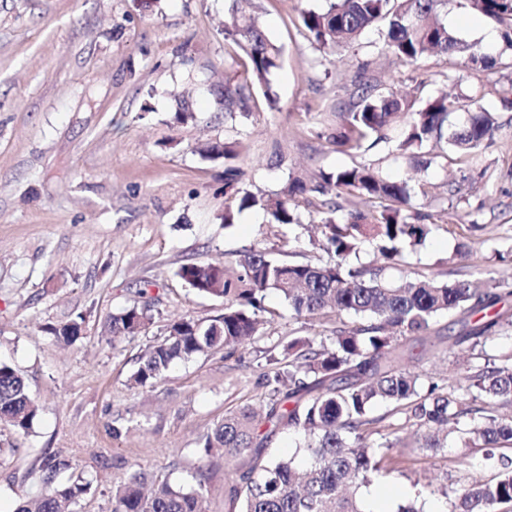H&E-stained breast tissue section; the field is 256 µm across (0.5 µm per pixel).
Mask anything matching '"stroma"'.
Instances as JSON below:
<instances>
[{"label": "stroma", "mask_w": 512, "mask_h": 512, "mask_svg": "<svg viewBox=\"0 0 512 512\" xmlns=\"http://www.w3.org/2000/svg\"><path fill=\"white\" fill-rule=\"evenodd\" d=\"M327 0H254L268 38L283 49L271 78L269 105L251 86L247 109L228 112L217 89L226 77L249 74L245 53L224 36L233 0H0V360L19 369L41 413L21 436L0 425V512L43 489V453L70 461L62 480L93 482L77 512H112V494L131 465L161 479L194 485L206 476L209 512H224L228 469L202 458L198 441L224 414L262 408L264 363L258 351L291 336L330 335L324 319L295 318L283 297L267 294L260 336L233 358L223 352L175 364L151 388H132L141 350L182 317L209 321L224 301L192 292L181 266L221 263L257 249L290 262L326 263L318 242L322 195L308 194L298 224L267 223L262 210H238L244 193L284 194L294 178L310 180L355 163H372L391 179L427 182L415 208L430 228L423 244L389 262L363 242L349 258L385 280L421 275L499 279L508 269L496 251L512 248V109L499 88L512 82V50L489 51L504 65L470 70L464 58H422L416 66L381 54L376 32L360 44L316 49L300 13ZM370 59L383 83L417 100L485 87L483 106L499 128L484 149L486 174L456 158L420 168L394 143L349 154L321 139L335 127L358 62ZM189 92L193 121L174 119L178 96ZM239 145L242 174L225 184L223 160L203 159L204 144ZM456 186L447 194V186ZM237 210L225 225L226 207ZM474 243L466 260L456 251ZM150 304L152 321L135 336L112 340L105 327L124 308ZM83 315L82 337L60 347L47 332ZM440 337L405 362L422 381L452 383L462 374L460 330L439 320ZM393 455L402 470L384 473L359 491L390 490L388 512L410 502L415 483L456 488L495 471L482 452L450 434L439 453L405 430Z\"/></svg>", "instance_id": "35a3bbf8"}]
</instances>
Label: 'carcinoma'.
<instances>
[{"label":"carcinoma","mask_w":512,"mask_h":512,"mask_svg":"<svg viewBox=\"0 0 512 512\" xmlns=\"http://www.w3.org/2000/svg\"><path fill=\"white\" fill-rule=\"evenodd\" d=\"M470 10L494 23L506 48L512 49V0H466ZM447 0H331L323 11L308 10L301 21L309 41L320 48L354 44L369 30L378 32L381 50L393 62L413 66L432 53L466 57L473 71L496 67L498 59L448 30L442 13ZM250 61L251 81L270 93V76L280 68L282 48L272 42L258 19L249 17L224 26ZM224 108L232 111L244 98L243 87L225 81L220 91ZM485 86L452 100L427 99L422 105L397 95L370 75V62L358 66L348 104L339 108L340 126L326 135L343 152L373 148L393 141L397 150L414 154L428 142L444 141L449 150L470 165H479L481 149L498 128L496 113L479 105ZM208 160L224 159L232 182L240 169L229 165L239 150L215 143L200 150ZM424 191L421 183L390 180L372 164H356L322 173L308 184L295 178L287 193L265 198L246 193L239 209L260 207L269 224H299L298 196L357 195L371 204L339 222L330 207L321 218L322 247L332 261L325 264L289 263L262 250L250 249L222 266L190 263L178 272L197 294L224 299V313L204 324L180 318L168 334L146 346L132 375L136 387H152L176 362L236 350L260 334L267 292L282 294L296 317L336 318L331 336H304L266 353L265 405L259 414L246 406L224 415L202 435V457L220 451L224 459H242L224 489V512H365L357 490L392 462L388 451L401 442L407 428L421 436V447L437 451L448 429L466 436L474 448L487 450L495 468L489 480L474 478L460 488L441 490L448 512H501L512 505V457L494 449L512 443V350L484 363L470 364L454 385L436 382L423 386L419 375L404 366L406 350L395 345L400 337L421 350L432 344L433 326L445 315L459 316L462 326L456 343L468 345L471 356L483 352L506 322L490 310L502 298L496 282L470 276L441 281L420 276L403 282L381 281L376 274L347 265V257L366 239L376 241L380 256L399 258L426 238L413 199ZM355 320L347 323L344 316ZM81 319L49 328L57 342L73 345L81 335ZM147 306H132L112 316L107 333L135 336L151 322ZM378 404L404 419L387 425L378 442L381 417L370 415ZM40 415L24 377L0 361V423L27 435ZM288 428L304 436V460H272L264 451L276 433ZM70 463L59 453L41 458L43 491L24 499L16 512H72L71 507L91 490V482L77 477L57 482ZM205 474L185 488L168 480L147 486L142 470L132 471L112 495V512H206Z\"/></svg>","instance_id":"carcinoma-1"}]
</instances>
